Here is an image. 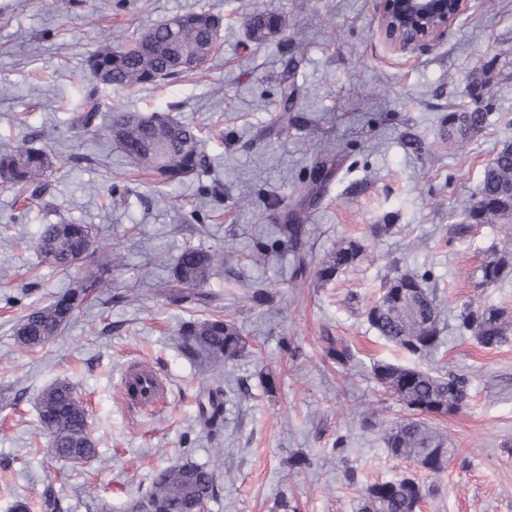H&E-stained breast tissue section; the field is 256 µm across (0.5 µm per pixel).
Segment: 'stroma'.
<instances>
[{
  "instance_id": "obj_1",
  "label": "stroma",
  "mask_w": 512,
  "mask_h": 512,
  "mask_svg": "<svg viewBox=\"0 0 512 512\" xmlns=\"http://www.w3.org/2000/svg\"><path fill=\"white\" fill-rule=\"evenodd\" d=\"M190 9L224 23L206 75L98 89L104 119L165 112L201 128L209 168L167 186L68 120L90 83L83 60L102 40ZM256 9L282 20L261 44L246 26ZM285 82L299 93L295 121L282 131L271 118ZM476 108L488 112V127L449 154V113ZM22 139L66 160L39 207L0 187V460L10 462L0 469V512L19 498L41 512L49 483L69 512H128L160 469L186 459L217 472L208 512H358L364 487L404 477L426 490L420 512H512V340L490 349L454 329L466 301L512 309V284L482 288L476 276L506 228L453 233L454 210L476 200L485 165L512 143V0H474L447 37L411 58L377 36L373 0H71L67 8L0 0V151ZM328 141L335 152L320 155ZM216 180L218 202L204 192ZM291 211L314 264L343 238L363 244L360 263L329 281L292 285V254L276 233ZM60 222L91 225L112 268L53 343L26 351L14 336L20 319L85 271H59L38 253L43 226ZM378 224L395 230L377 235ZM228 241L232 266L208 284L219 296L212 309L160 294L184 248ZM395 265L431 271L442 311L441 345L417 360L365 319ZM259 288L273 293V305L252 302ZM212 314L235 321L246 340L244 356L219 372L205 354L187 355L179 334ZM328 336L350 347L351 365L326 354ZM378 360L468 377L467 405L432 420L453 450L441 474L385 448L382 427L406 410L376 389ZM134 361L151 365L167 388L148 413L123 399V372ZM59 379L86 406L98 448L76 467L52 459L39 432L38 397ZM206 386L230 391L219 457L196 425ZM296 454L307 467L289 466Z\"/></svg>"
}]
</instances>
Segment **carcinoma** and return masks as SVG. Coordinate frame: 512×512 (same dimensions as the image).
<instances>
[{
  "label": "carcinoma",
  "mask_w": 512,
  "mask_h": 512,
  "mask_svg": "<svg viewBox=\"0 0 512 512\" xmlns=\"http://www.w3.org/2000/svg\"><path fill=\"white\" fill-rule=\"evenodd\" d=\"M250 36L262 43L280 31L279 20L269 14H256L247 21ZM153 36L126 44L112 38L102 41L85 60L95 79L108 78L107 85L137 88L180 72L205 68L215 54L213 40L223 33L222 18L204 11L188 10L179 15V24L169 30L164 20L152 24ZM99 104L96 87L88 89L82 110L72 118V125L85 133L99 131ZM488 113L460 112L448 116V149L457 153L487 127ZM105 136L121 149L140 173L160 184L180 183L207 162L199 130L176 120L167 113L118 112L105 128ZM62 153H49L23 139L14 148L0 152V185L18 198L36 206L41 201ZM461 223L457 234L463 235L473 224L512 223V144L505 143L482 173L479 197L456 213ZM93 246L91 227L87 224H46L37 241L40 254L52 265L67 270L86 261ZM364 247L354 239L336 244L330 259L321 264L317 276L331 279L338 271L356 265ZM225 251L187 248L178 257L170 279L164 283L165 297L173 303L192 302L208 307L216 295L205 290L215 269L224 266ZM112 263L104 257L101 267ZM311 259L304 252L294 253L290 281L309 276ZM99 267V268H101ZM88 267L82 280L59 293L43 306L31 309L15 328L16 343L27 350L42 348L60 335L75 311L102 284V273ZM480 284L498 288L512 281V249L492 247V255L480 267ZM366 320L378 336L411 357H421L441 340L439 306L431 286L430 271L393 268L386 278L384 291L367 310ZM456 331L485 348H495L508 340L512 332V314L495 304L468 301L456 317ZM180 335L186 351L192 355L205 352L218 365L234 361L245 350L241 331L232 320L220 316L190 321L182 325ZM327 355L340 365L353 359L350 348L325 337ZM376 387L399 401L407 415L383 430V442L398 459L416 463L434 475L448 466V438L437 431L430 419L452 415L469 398V382L462 375H440L379 360L371 366ZM207 403H199L197 425L208 437L217 435L223 423V396L220 388L206 387ZM38 414L43 434L54 448L52 456L80 464L97 455L87 412L74 387L57 381L39 395ZM217 473L194 462H180L157 472L150 488L139 497L146 512H193L197 501L214 498ZM425 497L423 486L406 477L372 483L364 488L359 512H417ZM42 512H63L61 500L52 484L44 487Z\"/></svg>",
  "instance_id": "carcinoma-1"
}]
</instances>
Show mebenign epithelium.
<instances>
[{
    "mask_svg": "<svg viewBox=\"0 0 512 512\" xmlns=\"http://www.w3.org/2000/svg\"><path fill=\"white\" fill-rule=\"evenodd\" d=\"M470 0H377L378 30L395 50L408 53L448 33Z\"/></svg>",
    "mask_w": 512,
    "mask_h": 512,
    "instance_id": "benign-epithelium-1",
    "label": "benign epithelium"
}]
</instances>
